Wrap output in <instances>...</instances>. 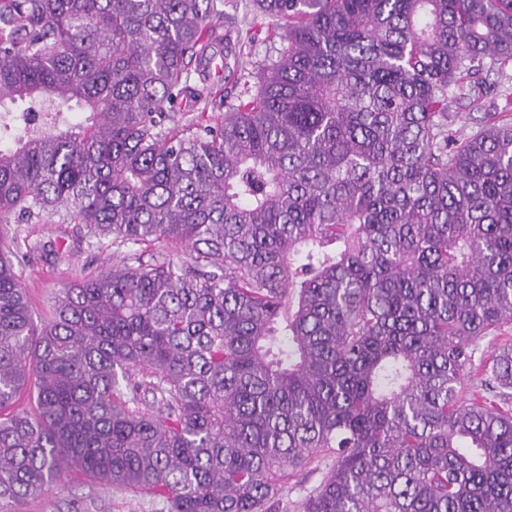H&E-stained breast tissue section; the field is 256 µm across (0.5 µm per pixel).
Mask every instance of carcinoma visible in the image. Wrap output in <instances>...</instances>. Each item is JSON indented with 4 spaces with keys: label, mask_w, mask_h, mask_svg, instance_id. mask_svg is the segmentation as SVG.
<instances>
[{
    "label": "carcinoma",
    "mask_w": 512,
    "mask_h": 512,
    "mask_svg": "<svg viewBox=\"0 0 512 512\" xmlns=\"http://www.w3.org/2000/svg\"><path fill=\"white\" fill-rule=\"evenodd\" d=\"M257 3L284 48L226 106L224 0H0V512L73 472L288 512L324 454L303 512H512V345L476 358L512 324V120L448 112L512 111V0ZM54 214L127 253L39 320L5 225ZM484 101L481 100L477 105L461 107L455 103H451L448 112L458 113L455 118V125L458 128H464L469 131L470 127L475 126V120H479L484 116ZM325 463H331V459H326L324 462H314L307 465L296 476L288 480V506H291V512H297L305 497L318 486L322 471L325 469Z\"/></svg>",
    "instance_id": "1"
}]
</instances>
